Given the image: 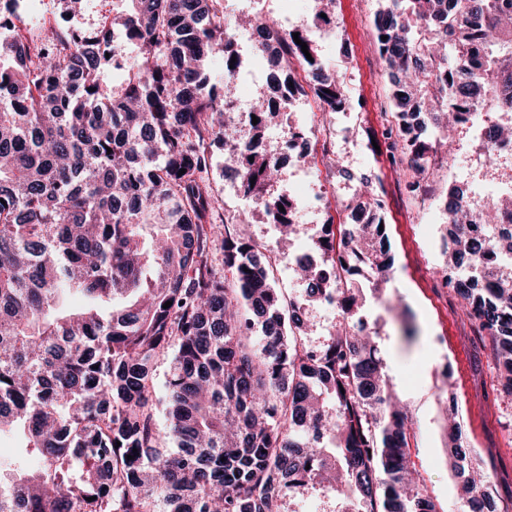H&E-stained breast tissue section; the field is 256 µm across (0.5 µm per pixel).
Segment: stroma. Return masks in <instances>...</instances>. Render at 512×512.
<instances>
[{"mask_svg":"<svg viewBox=\"0 0 512 512\" xmlns=\"http://www.w3.org/2000/svg\"><path fill=\"white\" fill-rule=\"evenodd\" d=\"M316 7L315 0H294V20L313 41L325 66L343 76L354 108L320 113V121L335 126L337 134L328 158L307 162V180L318 184L324 174L332 175L337 212L372 196L383 199L394 257L385 298L408 309L419 337L410 344L395 337L390 318L380 317L378 303L371 297L358 317L367 329L384 337L381 354L387 373L411 421V459L427 495L441 512H454L458 479L448 465L442 410L449 393H456L466 445L477 453L499 512H512V397L502 392L490 350L479 341L463 302L443 287L437 275L445 261L444 203L460 176L454 165L437 167L428 178L433 203L425 208L405 190L415 177L412 163L392 157L384 136L391 113L390 81L373 29L380 0H336L332 32L327 36L313 26ZM214 158L210 178L222 209L241 212L256 245L268 250L274 244L273 227L261 206L225 190L228 157L218 149ZM444 362L464 373L456 389H449L438 371Z\"/></svg>","mask_w":512,"mask_h":512,"instance_id":"stroma-1","label":"stroma"}]
</instances>
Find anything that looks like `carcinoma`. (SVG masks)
Segmentation results:
<instances>
[{"instance_id":"obj_1","label":"carcinoma","mask_w":512,"mask_h":512,"mask_svg":"<svg viewBox=\"0 0 512 512\" xmlns=\"http://www.w3.org/2000/svg\"><path fill=\"white\" fill-rule=\"evenodd\" d=\"M130 2L99 43L64 26L22 34L0 23V432L20 431L39 461L0 473V512H287L296 493L321 497L325 512L341 498L361 512H439L410 478L408 416L380 336L349 324L362 289L342 292L317 342L287 335L328 292L326 277L299 262L305 298L283 302L270 260L219 212L214 145L236 161L239 188L268 223L298 232L279 211L285 198L268 192L278 158L255 152L224 112L240 59L222 0ZM511 6L382 0L375 40L403 120L386 135L391 149L413 153L416 171L483 109L486 75L512 81ZM123 33L139 58L108 85L101 70L125 57ZM299 39L311 58L288 31L270 60L306 67L334 112L343 85L308 35ZM216 51L222 95L205 64ZM449 194L448 274L466 280L456 294L512 396V231L496 224L504 201L473 216L463 191ZM379 226L365 225L348 255L349 271L370 270L376 299L393 265ZM71 292L88 303L61 308ZM448 392L459 512H495Z\"/></svg>"}]
</instances>
